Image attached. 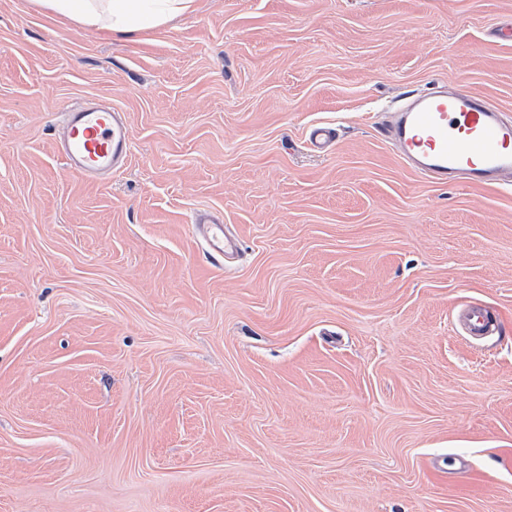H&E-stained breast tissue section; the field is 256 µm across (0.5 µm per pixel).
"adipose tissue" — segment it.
Listing matches in <instances>:
<instances>
[{"label":"adipose tissue","instance_id":"adipose-tissue-1","mask_svg":"<svg viewBox=\"0 0 512 512\" xmlns=\"http://www.w3.org/2000/svg\"><path fill=\"white\" fill-rule=\"evenodd\" d=\"M56 14L85 26L116 33H136L158 27L189 12L194 0H41Z\"/></svg>","mask_w":512,"mask_h":512}]
</instances>
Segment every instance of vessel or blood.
Instances as JSON below:
<instances>
[{
  "instance_id": "obj_1",
  "label": "vessel or blood",
  "mask_w": 512,
  "mask_h": 512,
  "mask_svg": "<svg viewBox=\"0 0 512 512\" xmlns=\"http://www.w3.org/2000/svg\"><path fill=\"white\" fill-rule=\"evenodd\" d=\"M388 137L400 159L428 180L445 184L460 180L512 190V121L482 96L455 86L412 93ZM336 140L335 127L313 124L306 145L324 150ZM131 131L114 107L87 103L65 114L58 151L72 172L97 181L119 171L130 153ZM192 231L207 244L216 266L237 251V240L223 219L201 213L190 218ZM463 335L481 338L495 333L498 323L485 307L472 306L456 322Z\"/></svg>"
}]
</instances>
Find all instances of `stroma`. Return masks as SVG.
<instances>
[{"instance_id": "stroma-1", "label": "stroma", "mask_w": 512, "mask_h": 512, "mask_svg": "<svg viewBox=\"0 0 512 512\" xmlns=\"http://www.w3.org/2000/svg\"><path fill=\"white\" fill-rule=\"evenodd\" d=\"M510 24L196 0L119 34L0 0V512H512V195L383 133L444 81L512 118ZM90 99L133 140L98 182L56 149ZM198 210L237 230L223 268ZM469 303L495 335L454 331ZM336 141V128L325 124H311L307 129L306 146L313 151H322Z\"/></svg>"}]
</instances>
